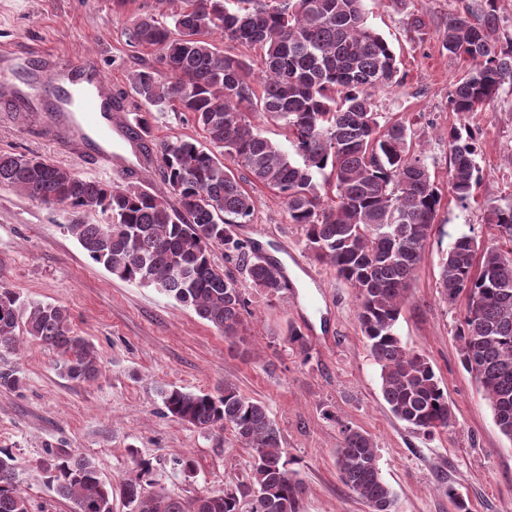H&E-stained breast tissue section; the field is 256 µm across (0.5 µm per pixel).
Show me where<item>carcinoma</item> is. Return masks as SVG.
<instances>
[{
  "mask_svg": "<svg viewBox=\"0 0 512 512\" xmlns=\"http://www.w3.org/2000/svg\"><path fill=\"white\" fill-rule=\"evenodd\" d=\"M159 16L133 18L125 28L132 48L158 55L129 76L143 110L142 129L154 112H186L206 144L179 138L163 145L165 191L128 183L110 186L28 154L0 155V187L72 212L67 232L113 277L151 287L190 307L233 343L248 314L238 279L211 259L247 273L268 295L287 287L282 265L255 257L237 227L253 221L247 182L284 199L290 223L305 247L355 290L356 320L380 368L389 411L431 437L454 427L448 394L425 355L407 348L396 325L416 270L425 259L442 195L423 148L400 120L379 121L369 89L392 82L396 57L367 24L364 0H158ZM498 0H472L448 14L445 48L470 63L450 95L451 110L470 116L512 89V39H503ZM259 48L260 78L250 64L212 40ZM278 122L294 149L291 158L262 136L248 114ZM448 186L462 206L480 180L471 133L448 131ZM334 196H329V189ZM100 211L107 222L91 224ZM487 223L495 244L462 234L440 262L438 287L452 303L465 297L456 339L459 357L484 392L496 426L512 441V205L494 206ZM60 304L23 302L0 285V350L17 349L20 335L57 354L59 374L90 383L101 373L89 342L73 334ZM299 355L308 342L297 326L286 330ZM166 413L217 436L230 429L251 454L246 480L219 492L183 499L152 480L150 460L130 451L136 477L114 488L95 462L66 452L39 462L56 494L74 512H112L119 491L129 512H298L303 491L282 448L281 433L261 402L226 382L213 393L160 389ZM336 470L341 482L370 509L397 512L395 494L381 476L377 445L344 425ZM12 456L0 455V512H29L16 483Z\"/></svg>",
  "mask_w": 512,
  "mask_h": 512,
  "instance_id": "carcinoma-1",
  "label": "carcinoma"
}]
</instances>
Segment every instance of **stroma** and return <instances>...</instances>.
I'll return each instance as SVG.
<instances>
[{"label": "stroma", "mask_w": 512, "mask_h": 512, "mask_svg": "<svg viewBox=\"0 0 512 512\" xmlns=\"http://www.w3.org/2000/svg\"><path fill=\"white\" fill-rule=\"evenodd\" d=\"M466 2L365 0L368 25L397 59L392 83L374 92L377 110L381 119L405 121L425 141L426 161L442 192L397 332L431 363L448 393L454 428L427 438L389 412L356 321L354 290L308 253L301 228L290 223L286 204L273 191L255 189L254 221L238 233L261 241L292 285L270 296L240 279L249 313L232 345L191 308L114 278L93 262L67 233V210L0 188V284L25 300L67 306L72 330L103 362L101 377L87 384L61 377L55 353L41 344L25 341L15 353L0 352V366L14 367L20 379L17 388L0 387V449L17 461L30 512H72L36 466L52 451L92 458L103 480L116 487L131 476L129 452L138 450L151 459L155 479L185 499L243 480L251 457L234 435L224 432L223 448H215L211 436L166 415L158 395L164 386L199 393L227 381L261 401L278 425L303 484L299 512H367L336 471L345 424L375 440L399 512H455L449 487L470 512H512V441L500 433L460 363L455 332L465 302H448L436 286L449 243L463 233L490 241L489 208L512 203V93H502L474 118L448 105L468 67L449 55L444 31L449 12ZM158 9L157 0H129L122 8L113 0H0V44L40 46L84 60L126 97L130 71L156 52L134 51L124 30L136 14ZM416 18L423 27L413 26ZM454 126L469 127L477 139L480 183L465 206L448 190V131ZM179 138L200 141L204 133L188 113H153V149ZM6 153L42 156L84 178L106 179L79 158L0 122V154ZM291 324L308 326V357L292 350L285 334ZM184 456L195 463L194 477H184L176 465Z\"/></svg>", "instance_id": "1"}]
</instances>
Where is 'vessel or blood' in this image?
Wrapping results in <instances>:
<instances>
[{
  "label": "vessel or blood",
  "instance_id": "b4317fda",
  "mask_svg": "<svg viewBox=\"0 0 512 512\" xmlns=\"http://www.w3.org/2000/svg\"><path fill=\"white\" fill-rule=\"evenodd\" d=\"M0 82L10 87L14 126L103 173L142 174L149 153L133 111L87 62L4 44Z\"/></svg>",
  "mask_w": 512,
  "mask_h": 512
}]
</instances>
